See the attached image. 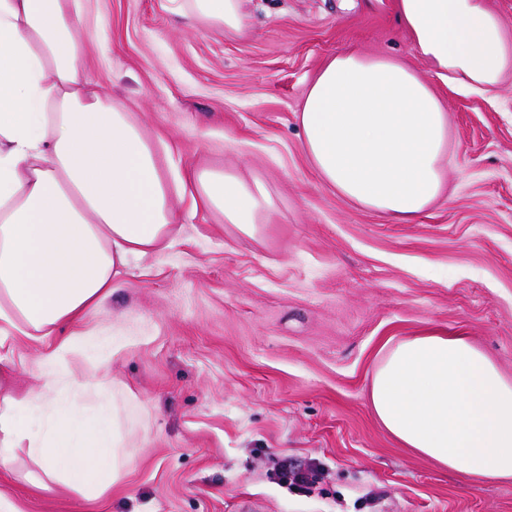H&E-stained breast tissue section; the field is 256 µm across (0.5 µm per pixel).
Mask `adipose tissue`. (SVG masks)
I'll list each match as a JSON object with an SVG mask.
<instances>
[{
  "mask_svg": "<svg viewBox=\"0 0 512 512\" xmlns=\"http://www.w3.org/2000/svg\"><path fill=\"white\" fill-rule=\"evenodd\" d=\"M247 0H176L175 11L227 33ZM435 76L496 88L512 39L486 0H397ZM84 24L73 0H0V468L26 453L34 489L111 492L126 465L118 424L135 396L107 376H76L70 356L96 336L87 312L111 295L131 259L169 248L181 228L172 189L252 236L273 201L230 171L164 170L132 113L108 104L81 65ZM304 148L343 196L410 224L442 193L448 114L429 81L388 57H330L299 110ZM70 333L46 351L44 383L10 390L18 337ZM94 395L104 404L88 413ZM370 402L404 446L473 481L512 482V380L469 337L427 332L397 343L374 374Z\"/></svg>",
  "mask_w": 512,
  "mask_h": 512,
  "instance_id": "obj_1",
  "label": "adipose tissue"
}]
</instances>
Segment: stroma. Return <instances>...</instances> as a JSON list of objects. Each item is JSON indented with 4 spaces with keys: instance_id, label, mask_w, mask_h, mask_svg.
Here are the masks:
<instances>
[{
    "instance_id": "obj_1",
    "label": "stroma",
    "mask_w": 512,
    "mask_h": 512,
    "mask_svg": "<svg viewBox=\"0 0 512 512\" xmlns=\"http://www.w3.org/2000/svg\"><path fill=\"white\" fill-rule=\"evenodd\" d=\"M83 67L180 172L229 169L275 200L255 236L174 197L183 231L85 317L115 335L107 373L134 394L121 482L21 512H512V483L469 482L376 419L374 372L399 341L463 334L512 379V75L485 94L431 77L448 114L445 190L414 223L351 201L312 166L297 121L336 53L429 74L396 0H249L244 33L198 29L171 0H76ZM315 465L281 487L280 462ZM277 476L288 485L290 489L298 493H309L315 483V478L310 470H288V463L280 464L277 470Z\"/></svg>"
}]
</instances>
